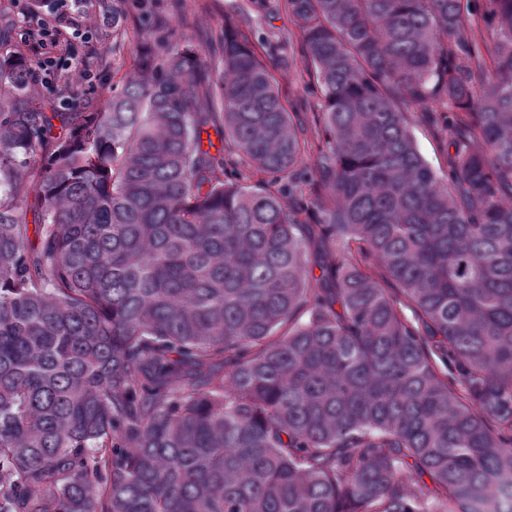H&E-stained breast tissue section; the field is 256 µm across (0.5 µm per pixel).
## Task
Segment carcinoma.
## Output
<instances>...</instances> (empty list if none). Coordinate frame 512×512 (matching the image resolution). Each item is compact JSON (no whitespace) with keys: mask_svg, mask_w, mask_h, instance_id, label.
<instances>
[{"mask_svg":"<svg viewBox=\"0 0 512 512\" xmlns=\"http://www.w3.org/2000/svg\"><path fill=\"white\" fill-rule=\"evenodd\" d=\"M281 6L311 130L230 15L92 112L0 51V512H512V0ZM437 109L434 104H429L426 108L422 106L410 107L412 116V133L416 141L417 148L428 164L438 173L447 171V153L444 143L439 139L435 127L430 124L425 117V110L432 111Z\"/></svg>","mask_w":512,"mask_h":512,"instance_id":"carcinoma-1","label":"carcinoma"}]
</instances>
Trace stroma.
Returning <instances> with one entry per match:
<instances>
[{
    "label": "stroma",
    "instance_id": "obj_1",
    "mask_svg": "<svg viewBox=\"0 0 512 512\" xmlns=\"http://www.w3.org/2000/svg\"><path fill=\"white\" fill-rule=\"evenodd\" d=\"M175 0H143L127 4L119 23L109 18L108 0H73L75 15L83 17L91 37L85 49L92 56L94 81L82 77L80 60H72L67 75L73 84L71 95L59 98L60 112H81L100 107L113 88L122 87L135 75L136 49L160 40L178 41L182 23L200 33H221L225 14H232L251 41H264L265 60L277 71L279 91L292 103L304 124L313 125L319 109L298 53L299 32L287 11L277 8L276 0H184L175 8ZM21 13H12L9 0H0V34L10 46L20 49L28 60H35L41 47L43 25L53 23L55 0H21ZM412 133L417 148L437 172L447 171V153L435 127L424 115L423 107L412 109Z\"/></svg>",
    "mask_w": 512,
    "mask_h": 512
}]
</instances>
